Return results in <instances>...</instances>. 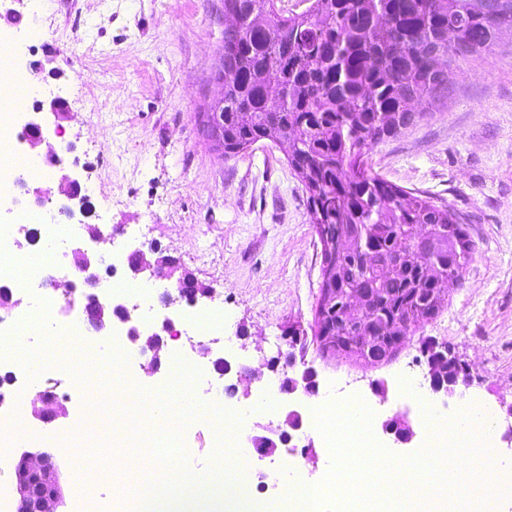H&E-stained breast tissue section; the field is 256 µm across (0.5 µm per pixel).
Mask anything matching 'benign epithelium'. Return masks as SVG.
<instances>
[{"label":"benign epithelium","instance_id":"7a95c632","mask_svg":"<svg viewBox=\"0 0 512 512\" xmlns=\"http://www.w3.org/2000/svg\"><path fill=\"white\" fill-rule=\"evenodd\" d=\"M69 112L68 105L59 98L41 101L33 107L26 116L20 141L27 144L30 152L37 153L43 143L46 142L48 131V117L54 118L55 131L61 130L59 121ZM58 192L67 203L62 205V212L67 219L75 218L76 214L86 215L88 209L87 198L82 194L80 179L76 176L66 175L58 188ZM315 232L322 246V262L320 268V290L326 301L336 298L335 267L336 259L345 254L363 249L361 241L348 240L334 232L324 230L317 226ZM74 263L83 273V281L89 287L98 285L104 278L99 260V252L83 247L72 250ZM173 270L178 269L176 261L170 257L151 263L141 249L129 253L123 265L127 276L138 279L147 274L154 275L163 267ZM191 279V275L183 272L177 278L175 288L163 296L165 308L169 309L186 301L196 304L202 300L213 298V290L206 285L193 281V292L185 295L182 285ZM442 298L434 300L431 307L417 314L412 320L407 321L396 336L388 339L382 353L378 356L365 352L360 360L370 366H375L382 361L392 358L398 353L407 338L416 329L420 321L433 317L441 304ZM125 311L121 303L94 301L84 309L87 322L96 331H106L114 323V316ZM172 319L164 317L158 327L148 338H143L140 329L129 325L126 328V336L130 343H143V350L150 351L151 357L146 367L149 374L156 373L163 364L161 352L166 346L165 335L170 332ZM284 340L288 344V365L292 368V374L284 375L282 379V392L290 395L298 391L307 396L318 393L319 383L316 370L309 366L305 360L308 347L313 346L319 352L331 356H344L345 347L338 337L331 335L324 327L322 310L314 313V321L311 331H306L299 325H291L284 332ZM207 355L211 357L213 368L222 375H228L233 371L232 362L224 357L222 352H214L209 346L204 347ZM429 369L430 388L433 394L451 398L469 387L473 382V376L469 365L463 361L457 353L448 348V345L436 340L430 341V345L424 350ZM32 415L39 420L52 422L64 413L61 402L44 398L37 394L31 401ZM302 428V415L292 409L288 411L283 423L277 426L264 427L265 434L249 437L253 447L260 449L262 454H271L276 448L288 443ZM383 433L391 436L399 445H409L415 438V431L411 423L404 417L394 416L382 423ZM15 491L17 494V506L19 512H56L62 504V487L60 474L52 458L43 453L25 454L20 463L15 467Z\"/></svg>","mask_w":512,"mask_h":512}]
</instances>
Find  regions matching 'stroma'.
<instances>
[{
  "label": "stroma",
  "mask_w": 512,
  "mask_h": 512,
  "mask_svg": "<svg viewBox=\"0 0 512 512\" xmlns=\"http://www.w3.org/2000/svg\"><path fill=\"white\" fill-rule=\"evenodd\" d=\"M17 9L18 17L0 18V35L10 38L20 70L44 66L30 99L60 97L69 105L63 134L50 143L61 151L60 173L78 175L91 189L86 223L126 225L116 250L158 247L214 289V304L229 317L228 355L250 374L223 403L244 417L269 375L264 359L284 345V330L313 322L321 245L304 187L281 149L260 142L226 160L204 135L224 0H21ZM369 162L386 180L462 214L477 243L462 282L449 287L435 316L420 322L392 360L371 367L307 352L320 390L344 387L371 408L374 435L387 418L407 416L416 432L411 447L383 442L404 459L421 450L427 431L396 378L426 371L425 340L454 348L474 374L465 397H432L440 417H453L467 398L501 414L512 404V34L456 72L443 108L378 144ZM242 329L247 339L238 338ZM87 371L95 383L71 405L79 420L96 419L98 436L125 454L113 458L92 441L75 447L80 431L62 428L60 442L45 448L66 481L58 512H129L134 484L127 476L141 473L139 451L158 438L170 444L169 465L207 471L216 453L207 395H184L163 413L154 399L168 384L166 372L127 388L113 385L110 367ZM375 380L384 382L385 397L372 392ZM185 411L186 424L166 423V413ZM240 448L252 473L278 474L266 490L271 497L285 495L296 477L315 481L333 466L318 446L309 457L283 446L262 458L246 440ZM94 467L111 480H84L82 471ZM116 479L125 490L118 498Z\"/></svg>",
  "instance_id": "1"
}]
</instances>
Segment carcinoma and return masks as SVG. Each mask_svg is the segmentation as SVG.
<instances>
[{"label":"carcinoma","instance_id":"obj_1","mask_svg":"<svg viewBox=\"0 0 512 512\" xmlns=\"http://www.w3.org/2000/svg\"><path fill=\"white\" fill-rule=\"evenodd\" d=\"M309 0L288 14L278 0H224L238 23L224 28L220 91L224 159L263 137L288 143V163L311 182L313 224L366 240L365 252L336 262V287L369 288L370 348L429 297L414 253L460 282L476 250L464 219L424 192L406 191L368 169L382 141L448 102L456 69L490 54L512 32V0ZM328 323L354 352L358 325L332 312Z\"/></svg>","mask_w":512,"mask_h":512}]
</instances>
